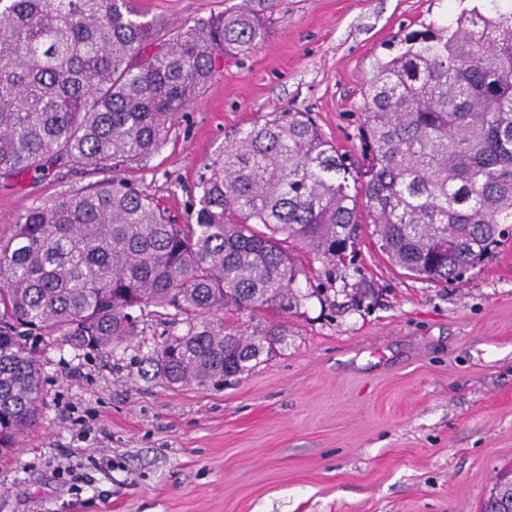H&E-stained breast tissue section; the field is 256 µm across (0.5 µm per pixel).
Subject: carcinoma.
<instances>
[{"mask_svg": "<svg viewBox=\"0 0 512 512\" xmlns=\"http://www.w3.org/2000/svg\"><path fill=\"white\" fill-rule=\"evenodd\" d=\"M0 10V177L57 165L112 178L0 231V459L42 412L40 344L114 349L167 332L147 361L169 385L219 383L286 345L234 315L301 305L299 278L355 250L367 218L390 262L448 285L512 224V0H488L372 63L359 128L362 193L307 112H271L204 165L174 224L116 169L164 144L224 57L267 36L247 8L198 29L140 20L133 0H6ZM512 502L504 479L485 512Z\"/></svg>", "mask_w": 512, "mask_h": 512, "instance_id": "cac0c4a2", "label": "carcinoma"}]
</instances>
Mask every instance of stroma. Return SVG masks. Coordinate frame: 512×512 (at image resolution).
<instances>
[{"label":"stroma","instance_id":"35a3bbf8","mask_svg":"<svg viewBox=\"0 0 512 512\" xmlns=\"http://www.w3.org/2000/svg\"><path fill=\"white\" fill-rule=\"evenodd\" d=\"M474 0H134L195 28L243 8L267 38L221 61L161 148L119 174L185 222L203 166L271 112H309L361 162L374 58ZM0 178V229L102 180ZM362 225L354 261L280 324L288 346L220 386L143 374L164 329L117 350L47 341L39 427L0 463V512H481L512 468V241L461 283L407 277Z\"/></svg>","mask_w":512,"mask_h":512}]
</instances>
